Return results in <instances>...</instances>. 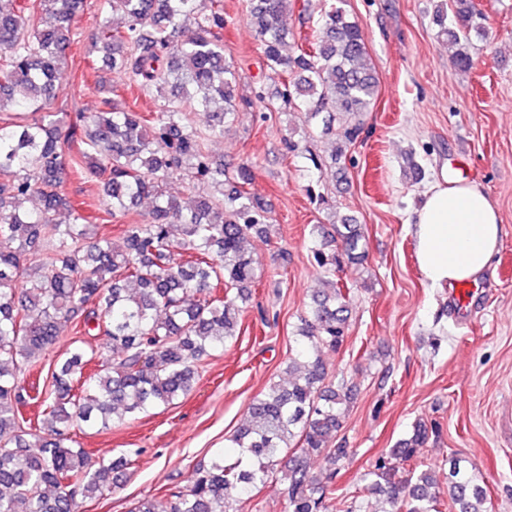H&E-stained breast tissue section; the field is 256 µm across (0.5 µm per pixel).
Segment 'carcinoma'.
Masks as SVG:
<instances>
[{"label":"carcinoma","instance_id":"carcinoma-1","mask_svg":"<svg viewBox=\"0 0 512 512\" xmlns=\"http://www.w3.org/2000/svg\"><path fill=\"white\" fill-rule=\"evenodd\" d=\"M292 5L250 0L248 20L267 69L293 75L282 82L277 111L320 117L329 133L344 125L335 162L357 137L347 119L368 111L379 80L359 24L334 3L321 6L316 40L286 53ZM83 6L0 0V112L32 115L0 120V512H76L122 482L140 451L94 461L75 431L122 425L188 396L205 357L236 336L239 303L256 283L245 242L270 227L244 189L249 166L229 176L206 150L239 108L238 75L220 35L224 0H113L120 20L95 17L92 42L102 45L104 65L131 74L164 105L153 116L106 100L99 112L77 114L69 127L82 131L83 147L75 151L62 134L65 116L45 111V102L62 89ZM433 21L440 36L464 44L457 65L471 68L467 45L486 31L474 0L437 4ZM215 103L213 123L194 129L189 113ZM67 165L102 183L104 212L126 219L123 247L84 223L59 190ZM176 173L209 192L182 204L165 191ZM143 199L152 209L139 218L133 208ZM33 200L39 206H25ZM175 237L188 257L172 251ZM312 237L323 287L300 318L287 380L255 398L231 435L236 461L219 453L194 468L188 486L144 497L131 512H244L257 485L278 475L288 512H329L336 476L352 459L346 442L334 443L351 391L342 380L326 383L324 351L343 345L351 315L352 289L336 267L362 263L366 239L351 216L329 231L313 225ZM93 331L102 343L88 349L84 337ZM57 346L59 358L47 362ZM91 364L97 372L88 376ZM44 368L49 385L29 394L25 377ZM28 405L38 409L34 420L22 414ZM428 440L427 428L416 426L368 472L367 490L387 504L374 512H489L475 473L454 462L442 487L432 469L420 468L417 451Z\"/></svg>","mask_w":512,"mask_h":512}]
</instances>
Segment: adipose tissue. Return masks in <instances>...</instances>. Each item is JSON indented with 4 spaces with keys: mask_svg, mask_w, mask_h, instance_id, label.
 I'll list each match as a JSON object with an SVG mask.
<instances>
[{
    "mask_svg": "<svg viewBox=\"0 0 512 512\" xmlns=\"http://www.w3.org/2000/svg\"><path fill=\"white\" fill-rule=\"evenodd\" d=\"M503 235L498 210L482 189L436 181L415 212L419 272L435 288L476 279L490 267Z\"/></svg>",
    "mask_w": 512,
    "mask_h": 512,
    "instance_id": "1",
    "label": "adipose tissue"
}]
</instances>
